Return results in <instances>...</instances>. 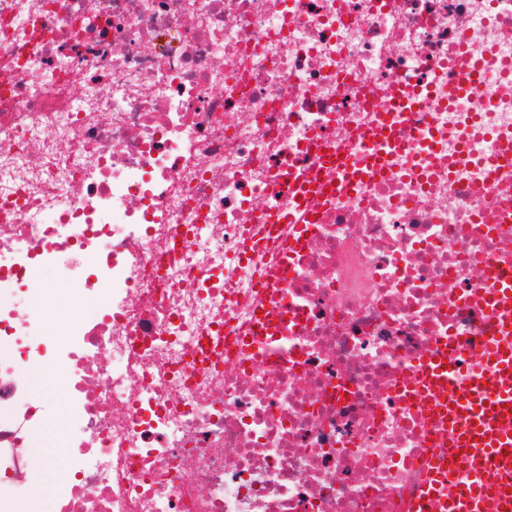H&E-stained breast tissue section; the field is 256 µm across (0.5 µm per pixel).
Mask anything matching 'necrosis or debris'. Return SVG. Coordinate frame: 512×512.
Listing matches in <instances>:
<instances>
[{
  "instance_id": "1",
  "label": "necrosis or debris",
  "mask_w": 512,
  "mask_h": 512,
  "mask_svg": "<svg viewBox=\"0 0 512 512\" xmlns=\"http://www.w3.org/2000/svg\"><path fill=\"white\" fill-rule=\"evenodd\" d=\"M511 138L512 0H0V512L48 367L30 512H411L424 366L512 280ZM34 384L52 402L56 420L55 434L40 437L39 447L36 450L40 451L42 457L47 458L50 462L64 463L69 458L70 448H55L58 435L67 432L69 420L67 402L62 399L61 395L62 375L60 372H55L52 376L35 375ZM61 474H62V470L60 468L52 466V468L49 469V471L44 475L43 481L41 483L42 485L40 487H39V485H40L42 476L36 479V481L34 482V486L32 484L30 491L26 496L20 497L17 499V501L14 504V511L22 503H25L28 507V510H30V500H31V497H33L32 496L33 487L35 489L39 488L38 491H36V492L40 493V495H39L40 497L45 498L46 493L48 492V490L50 489V487L52 485H54L56 482H58ZM18 510L19 511H17V512H26L24 505H21L20 507H18Z\"/></svg>"
}]
</instances>
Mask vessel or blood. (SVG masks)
Masks as SVG:
<instances>
[{"label": "vessel or blood", "instance_id": "obj_1", "mask_svg": "<svg viewBox=\"0 0 512 512\" xmlns=\"http://www.w3.org/2000/svg\"><path fill=\"white\" fill-rule=\"evenodd\" d=\"M483 309L498 328L481 350L483 374L459 381L444 365L432 379L448 409L450 446L434 459L417 512H512V283L492 289ZM458 461L472 479L452 487ZM490 468L499 473L492 485Z\"/></svg>", "mask_w": 512, "mask_h": 512}]
</instances>
